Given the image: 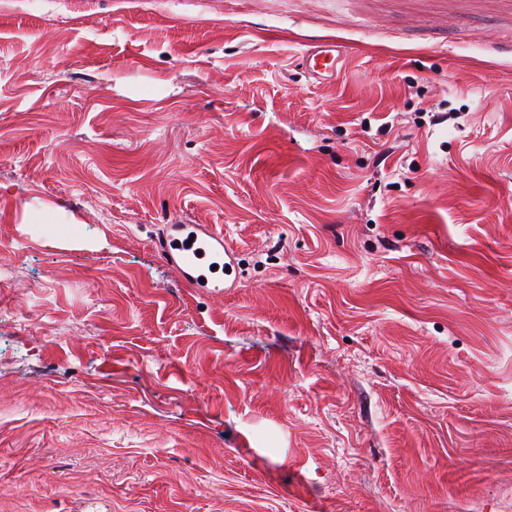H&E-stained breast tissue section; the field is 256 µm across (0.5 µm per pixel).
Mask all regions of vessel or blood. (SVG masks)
Returning <instances> with one entry per match:
<instances>
[{
  "instance_id": "1",
  "label": "vessel or blood",
  "mask_w": 512,
  "mask_h": 512,
  "mask_svg": "<svg viewBox=\"0 0 512 512\" xmlns=\"http://www.w3.org/2000/svg\"><path fill=\"white\" fill-rule=\"evenodd\" d=\"M343 60L340 49L324 44L303 52L300 63L318 82L332 80ZM159 255L182 275L189 288L220 293L226 276L232 275L235 259L224 245V235L208 224H168L156 242Z\"/></svg>"
}]
</instances>
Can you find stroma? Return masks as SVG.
I'll use <instances>...</instances> for the list:
<instances>
[{"mask_svg": "<svg viewBox=\"0 0 512 512\" xmlns=\"http://www.w3.org/2000/svg\"><path fill=\"white\" fill-rule=\"evenodd\" d=\"M0 512H512V0H0ZM338 48L334 44H324L303 52L300 63L308 76L317 82L332 80L343 60L342 52ZM163 226V234L156 242L158 253L178 270L189 288L206 293H221L224 288H231L225 286V277L235 270V259L232 251L224 247L222 231L208 224Z\"/></svg>", "mask_w": 512, "mask_h": 512, "instance_id": "35a3bbf8", "label": "stroma"}]
</instances>
